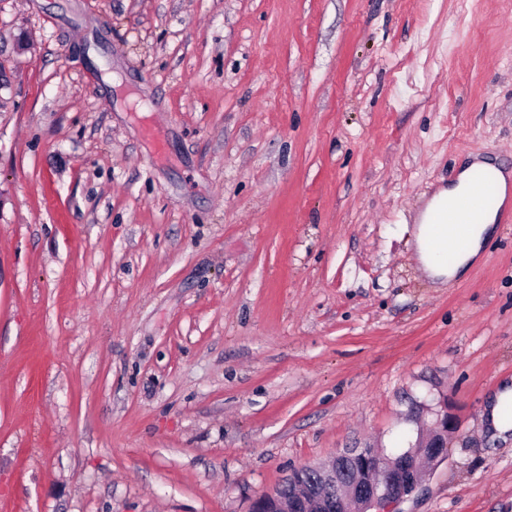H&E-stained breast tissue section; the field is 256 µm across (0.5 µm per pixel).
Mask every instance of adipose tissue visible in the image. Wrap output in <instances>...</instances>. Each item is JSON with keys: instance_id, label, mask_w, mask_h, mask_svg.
Here are the masks:
<instances>
[{"instance_id": "ef3b65f1", "label": "adipose tissue", "mask_w": 512, "mask_h": 512, "mask_svg": "<svg viewBox=\"0 0 512 512\" xmlns=\"http://www.w3.org/2000/svg\"><path fill=\"white\" fill-rule=\"evenodd\" d=\"M470 170H463L457 182L439 190L428 202L419 217L415 233V249L422 268L434 280H442L459 275L476 263L493 229L496 214L491 210L478 211L473 224L465 229V246L458 249L447 227H434L431 216L438 208L453 210L456 201L467 188Z\"/></svg>"}]
</instances>
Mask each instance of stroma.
Returning a JSON list of instances; mask_svg holds the SVG:
<instances>
[{
	"label": "stroma",
	"instance_id": "35a3bbf8",
	"mask_svg": "<svg viewBox=\"0 0 512 512\" xmlns=\"http://www.w3.org/2000/svg\"><path fill=\"white\" fill-rule=\"evenodd\" d=\"M476 157L512 0H0V512H249L444 416L396 512H512V223L414 254ZM484 165L473 164L469 169H464L459 174L457 183L434 194L419 217L420 223L417 224L415 233L417 258L422 268L435 281L457 276L476 263L480 259L490 232L493 230L496 211L489 209L478 211L475 216L477 223L469 224L475 210L482 207L490 208L494 205L493 175L485 170H477L471 176V171L474 168ZM469 181L470 194L461 198L455 206ZM440 207L446 208L448 214H451L453 210L454 213L451 215L438 213L430 224L431 215ZM448 224H456L458 227L467 224L464 248L455 249L453 247L454 238L448 235ZM437 225H441V227L437 233H434L433 230ZM448 255L451 256L449 261ZM510 404L512 407V387L506 383L502 385V390L498 391L490 404L485 410L487 423L496 432V436L500 437L508 433L509 428L512 429V417L507 418L505 409Z\"/></svg>",
	"mask_w": 512,
	"mask_h": 512
}]
</instances>
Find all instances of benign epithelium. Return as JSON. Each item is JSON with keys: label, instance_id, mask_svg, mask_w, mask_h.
<instances>
[{"label": "benign epithelium", "instance_id": "1", "mask_svg": "<svg viewBox=\"0 0 512 512\" xmlns=\"http://www.w3.org/2000/svg\"><path fill=\"white\" fill-rule=\"evenodd\" d=\"M448 427L445 416L423 447H444ZM343 463L358 470L355 478L342 472ZM308 470L318 475V487L305 488L286 498L276 496L272 490L262 492L253 500L251 512H392L393 505L423 481L414 448L406 460L382 458L364 449L348 450L324 463L294 469V482L302 483Z\"/></svg>", "mask_w": 512, "mask_h": 512}]
</instances>
